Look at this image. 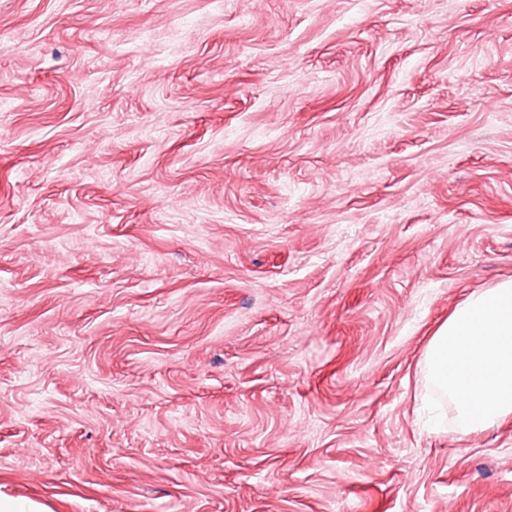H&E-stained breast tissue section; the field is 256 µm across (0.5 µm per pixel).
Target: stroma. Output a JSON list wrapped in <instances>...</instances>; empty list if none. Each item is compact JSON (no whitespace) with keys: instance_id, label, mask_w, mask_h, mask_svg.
<instances>
[{"instance_id":"stroma-1","label":"stroma","mask_w":512,"mask_h":512,"mask_svg":"<svg viewBox=\"0 0 512 512\" xmlns=\"http://www.w3.org/2000/svg\"><path fill=\"white\" fill-rule=\"evenodd\" d=\"M512 277V0H0V495L512 512L422 355Z\"/></svg>"}]
</instances>
